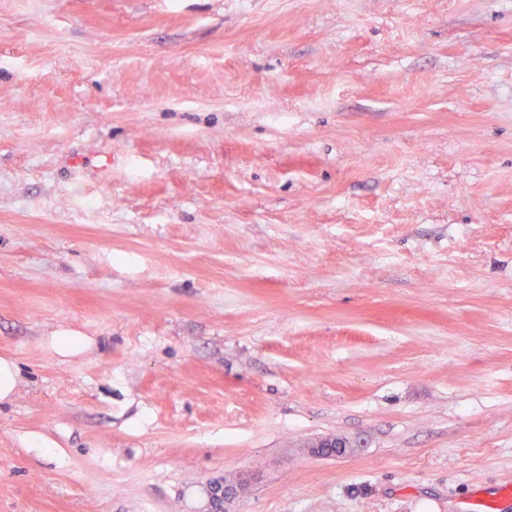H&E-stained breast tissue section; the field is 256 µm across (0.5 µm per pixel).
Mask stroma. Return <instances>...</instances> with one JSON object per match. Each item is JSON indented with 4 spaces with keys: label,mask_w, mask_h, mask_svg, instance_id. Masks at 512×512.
Segmentation results:
<instances>
[{
    "label": "stroma",
    "mask_w": 512,
    "mask_h": 512,
    "mask_svg": "<svg viewBox=\"0 0 512 512\" xmlns=\"http://www.w3.org/2000/svg\"><path fill=\"white\" fill-rule=\"evenodd\" d=\"M0 357V512H512V0H0ZM50 347L61 356H68L78 352L87 344L83 336L59 335L50 336L48 339ZM17 385V367L7 358H0V401L7 400ZM358 447H361V445L359 446L355 441L330 436L310 445L309 453L313 456L342 457L353 453ZM252 482V474L243 473L238 476V480L231 485H224V493L222 491L220 497L223 502L221 511L235 512L236 502L244 496Z\"/></svg>",
    "instance_id": "stroma-1"
}]
</instances>
